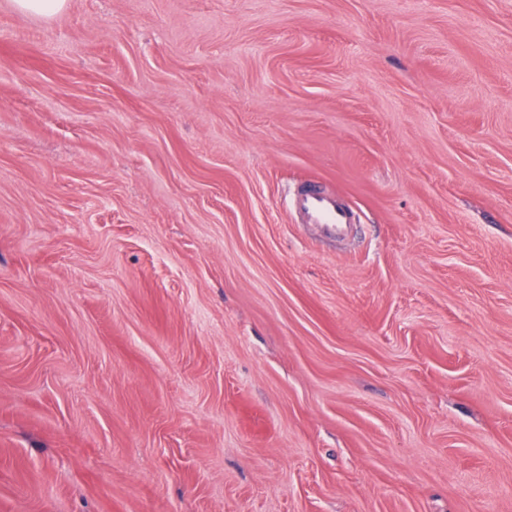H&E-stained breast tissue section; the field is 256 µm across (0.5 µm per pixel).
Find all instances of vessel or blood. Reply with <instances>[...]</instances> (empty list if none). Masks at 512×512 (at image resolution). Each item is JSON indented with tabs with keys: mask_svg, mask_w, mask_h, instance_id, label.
Returning a JSON list of instances; mask_svg holds the SVG:
<instances>
[{
	"mask_svg": "<svg viewBox=\"0 0 512 512\" xmlns=\"http://www.w3.org/2000/svg\"><path fill=\"white\" fill-rule=\"evenodd\" d=\"M291 207L296 219L303 224L322 225L328 237L335 238L356 221L355 212L341 203L335 193L311 182L294 193Z\"/></svg>",
	"mask_w": 512,
	"mask_h": 512,
	"instance_id": "b4317fda",
	"label": "vessel or blood"
}]
</instances>
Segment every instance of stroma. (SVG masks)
<instances>
[{
  "instance_id": "obj_1",
  "label": "stroma",
  "mask_w": 512,
  "mask_h": 512,
  "mask_svg": "<svg viewBox=\"0 0 512 512\" xmlns=\"http://www.w3.org/2000/svg\"><path fill=\"white\" fill-rule=\"evenodd\" d=\"M0 512H512V0H0ZM15 6L26 13L51 17L60 13L66 0H13ZM291 207L302 224H321L326 235L336 238L356 224V213L341 203L336 194L315 182L302 185L294 193Z\"/></svg>"
}]
</instances>
